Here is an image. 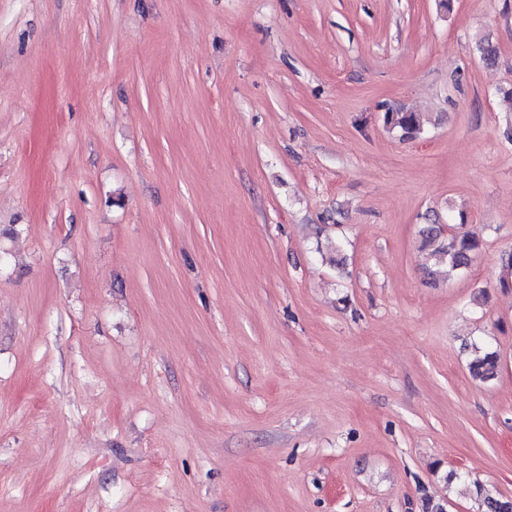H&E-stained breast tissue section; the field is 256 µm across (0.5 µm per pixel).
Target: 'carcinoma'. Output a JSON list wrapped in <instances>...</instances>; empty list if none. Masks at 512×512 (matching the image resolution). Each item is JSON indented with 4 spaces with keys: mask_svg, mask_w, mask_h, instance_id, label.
<instances>
[{
    "mask_svg": "<svg viewBox=\"0 0 512 512\" xmlns=\"http://www.w3.org/2000/svg\"><path fill=\"white\" fill-rule=\"evenodd\" d=\"M384 122L397 129L405 138L415 137L423 132L420 117L414 112L392 111L384 114ZM425 247L428 249L427 274L431 277L451 278L467 270L482 251V242L456 230L455 225L443 227L431 224L425 229ZM499 368V355L486 345H472V359L469 363L471 377L480 382L495 378ZM477 500L483 512H512V497L504 496L475 483Z\"/></svg>",
    "mask_w": 512,
    "mask_h": 512,
    "instance_id": "1",
    "label": "carcinoma"
}]
</instances>
